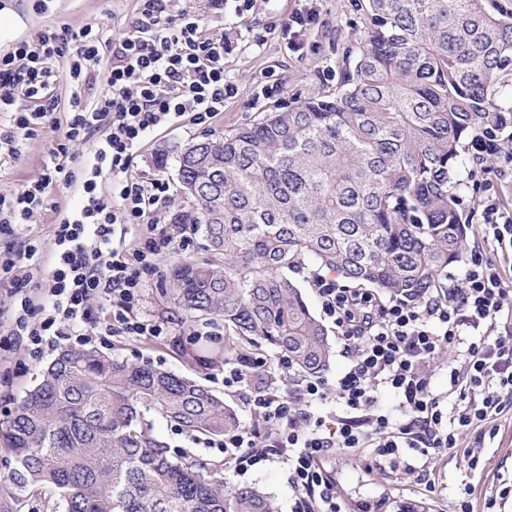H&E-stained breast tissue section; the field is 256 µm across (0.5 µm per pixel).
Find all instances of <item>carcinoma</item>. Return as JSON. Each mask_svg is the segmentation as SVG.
Masks as SVG:
<instances>
[{
  "mask_svg": "<svg viewBox=\"0 0 512 512\" xmlns=\"http://www.w3.org/2000/svg\"><path fill=\"white\" fill-rule=\"evenodd\" d=\"M371 28L335 89L269 112L177 155L182 201L172 215L213 259L170 270L182 319L224 327L178 345L212 367L263 345L320 376L331 347L288 273L309 259L350 288L418 302L446 286L468 224L464 142L512 127V7L488 0H367ZM213 439L236 411L194 379L92 346L61 349L0 423L14 467L0 512L27 497L53 512H278L273 497L236 486L215 465L187 464L151 433L141 406Z\"/></svg>",
  "mask_w": 512,
  "mask_h": 512,
  "instance_id": "carcinoma-1",
  "label": "carcinoma"
}]
</instances>
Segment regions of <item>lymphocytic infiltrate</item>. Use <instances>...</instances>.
Segmentation results:
<instances>
[{
    "mask_svg": "<svg viewBox=\"0 0 512 512\" xmlns=\"http://www.w3.org/2000/svg\"><path fill=\"white\" fill-rule=\"evenodd\" d=\"M71 39L74 51L63 75L51 65L60 49L49 31L0 56V112L14 115L10 129L0 131L4 158L17 154L22 134L52 115L53 84L63 78L80 85L98 70L106 72V86L94 101L70 99L66 140L53 148L42 176L0 199V235L9 241L10 263L31 255L29 245L12 242L13 227L32 218L53 180L75 185L82 199L55 225L47 266H35L26 276L41 289L40 299L23 297L10 316L12 335L23 337L35 358L62 339L81 345L91 336L161 335L159 325L136 312L144 277L161 252L188 248L189 241L149 230L159 202L170 198V185L134 180L129 169L156 130L185 118L206 123L223 112L234 92L224 70L231 34L210 33L204 17L189 11L184 0H137V14L118 39L104 40L88 28ZM77 140L92 145L79 175L65 165L67 144ZM484 192L481 242L471 250L460 282L442 295L417 303L381 300L314 274L321 311L335 325L351 365L332 386L320 377H302L287 391L272 384L257 388L248 405L266 428L242 426L217 440L225 465L243 475L287 452L295 512H343L324 466L333 450L369 448L396 468L403 449L434 458L455 448L457 430L479 427L512 405V322L504 318L512 311V285L496 259L512 255V210L501 208L496 182ZM135 224L144 232L130 248L126 236ZM95 297L107 303L106 318L94 315L89 302ZM468 331L478 341L466 342ZM457 346L463 357L448 366L455 406L447 412L432 391L433 371L440 354ZM383 391L398 398L400 416L378 410ZM332 395L341 413L319 414L317 404Z\"/></svg>",
    "mask_w": 512,
    "mask_h": 512,
    "instance_id": "f902f5d3",
    "label": "lymphocytic infiltrate"
}]
</instances>
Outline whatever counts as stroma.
<instances>
[{"label":"stroma","instance_id":"obj_1","mask_svg":"<svg viewBox=\"0 0 512 512\" xmlns=\"http://www.w3.org/2000/svg\"><path fill=\"white\" fill-rule=\"evenodd\" d=\"M190 5L207 18L210 27L224 26L237 32V40L224 57V68L235 93L225 101L223 112L209 124L161 128L142 149L135 176L143 181L160 178L174 188L179 185L177 154L185 144L210 132H234L265 113L335 89L342 80L348 52L358 49L371 26L366 0H319L318 19L302 36L303 50L294 53L288 49L283 23L299 8V0H253L251 9L244 13H236L228 5L220 15L210 10L208 0H190ZM136 8V0H48L42 10L38 9L36 0H0V16L11 13L16 17L13 25L0 28V54L21 42L32 41L39 31L48 29L63 35L89 25L103 29L109 37L120 35ZM71 92L69 83L55 84L59 106L52 122L22 140L16 158L0 162V195L17 193L41 176L50 148L65 135ZM495 174L492 166L470 172L469 189L460 196L459 209L470 219V243L479 240L484 185ZM79 204V194L64 181L49 186L40 213L33 224L21 231L22 237L39 240V250L33 259L22 262L17 276H25L36 264L47 263L54 224ZM205 256L199 239H192L188 249L175 248L160 254L154 273L146 278L137 312L143 319L162 324L163 335L138 339L113 336L105 343L95 337L91 344L115 356L147 360L191 376L222 394L226 403L236 410L241 423L248 425L252 422L246 405L249 390L225 392L223 366L192 368L172 347L174 338L192 335L193 329L176 314L165 280L167 266L182 257ZM8 331L7 323L0 322V421L14 412L51 361L47 355L33 359ZM144 417L151 421L153 435L183 460L223 461L224 455L218 449L174 429L155 410H145ZM458 441V448L428 464L414 451L404 450V458L416 465L415 473L410 476L379 466L367 448L357 452L336 451L329 456L327 468L345 512H360L361 505L367 501L380 503V512H457L459 502L464 499L471 502L475 512H512V411L484 422L482 429L460 431ZM474 456L479 463L473 468L469 461ZM229 480L235 485L260 487L275 498L280 512H293L295 496L288 485L286 456H277L244 475H230ZM430 480L435 483L431 490L426 487Z\"/></svg>","mask_w":512,"mask_h":512}]
</instances>
